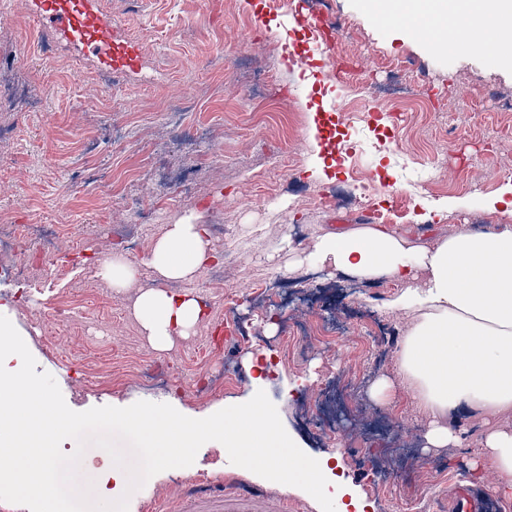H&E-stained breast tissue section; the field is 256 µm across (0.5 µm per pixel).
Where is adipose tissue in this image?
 I'll list each match as a JSON object with an SVG mask.
<instances>
[{"instance_id": "ef3b65f1", "label": "adipose tissue", "mask_w": 512, "mask_h": 512, "mask_svg": "<svg viewBox=\"0 0 512 512\" xmlns=\"http://www.w3.org/2000/svg\"><path fill=\"white\" fill-rule=\"evenodd\" d=\"M512 0H468L449 13L447 0H406L393 10L378 0V20L409 29L420 21L447 26L454 44L488 52L512 36ZM208 226L199 212L185 214L169 225L154 245L147 263L169 281L186 279L219 261L208 245ZM299 270L327 269L367 285L381 280L398 284L383 310L414 312L415 318L396 352V364L418 405L430 416L423 439L426 447L459 444L452 416L475 409L495 416L512 411V225L488 230L462 228L429 244H414L382 224H358L320 235ZM136 311L157 348L171 337L184 336L201 320L203 308L185 293L143 291ZM224 446L260 477L279 476L282 484L312 494L333 488L337 512H366L363 500L351 496L329 463L301 458L294 443L280 438L265 418L260 401L225 414L214 423ZM481 451L473 472L493 469L496 493L512 492V430L492 427L479 441ZM288 459L287 473L277 474L279 459ZM16 488L42 496L58 512L54 492L63 480L47 456L12 454L7 468ZM82 471L100 498L132 491L137 473L109 448L83 458Z\"/></svg>"}]
</instances>
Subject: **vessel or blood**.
<instances>
[{
    "label": "vessel or blood",
    "instance_id": "1",
    "mask_svg": "<svg viewBox=\"0 0 512 512\" xmlns=\"http://www.w3.org/2000/svg\"><path fill=\"white\" fill-rule=\"evenodd\" d=\"M33 14L51 18L57 23L55 36L65 45L93 55L100 68L107 72L138 69L140 55L137 45L118 38L112 29V17L104 12L100 0H30ZM210 489L197 490L187 498L181 512H287L288 503L280 498L251 489L224 492L219 508H210ZM483 496L464 498L456 488L448 490V512H489Z\"/></svg>",
    "mask_w": 512,
    "mask_h": 512
}]
</instances>
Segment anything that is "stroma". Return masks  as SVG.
I'll use <instances>...</instances> for the list:
<instances>
[{
    "label": "stroma",
    "instance_id": "stroma-1",
    "mask_svg": "<svg viewBox=\"0 0 512 512\" xmlns=\"http://www.w3.org/2000/svg\"><path fill=\"white\" fill-rule=\"evenodd\" d=\"M272 0H102L117 34L135 39L142 67L108 77L90 58L48 37L26 0H0V224H55L49 247L32 239L12 256L42 255L29 272L27 298L0 277V314L10 319L34 356L37 371L56 380L75 411L146 400L204 418L265 391L304 458L338 457L354 494L371 512H437L448 485L492 483V470L473 479L469 462L485 429L482 412L459 416L461 443L422 450L429 420L414 403L393 360L377 363L374 334L405 332L407 311L369 309L342 289L346 327L331 343H283L282 320L246 325L247 340L227 339L230 314L250 312L256 286L288 281L290 318H332L316 290H295L297 253L280 239L303 225L308 242L338 221L384 224L416 243L454 234L461 225L512 224V210L494 198L512 184V55L458 46L447 55L430 41L376 20L367 0H307L320 24L308 45L331 52L337 67L368 79L370 108L357 87L320 78L315 65L290 64L298 43L291 11ZM195 107L170 119L169 100ZM135 111H128V101ZM341 151L313 150L312 141ZM322 175H315V168ZM336 198L335 209L320 197ZM199 211L210 243L224 254V282L204 273L181 281L180 292L208 307L205 319L170 347L155 349L134 309L138 295L161 286L146 263L168 225ZM141 239L130 254L135 281L113 287L99 269L112 237ZM254 354L258 366L246 369ZM166 363L170 383L152 389L124 380L127 367ZM223 368L230 384L202 395L199 376ZM357 381L348 399L328 403L337 423L326 436L309 425V407L326 382ZM394 386L396 405L369 394L372 381ZM410 443L419 453L392 459L377 477L381 450ZM204 486L257 488L288 501V512H336L335 495L312 498L256 477L220 443L204 444L193 465L151 477L129 499L128 512H179L184 497Z\"/></svg>",
    "mask_w": 512,
    "mask_h": 512
}]
</instances>
